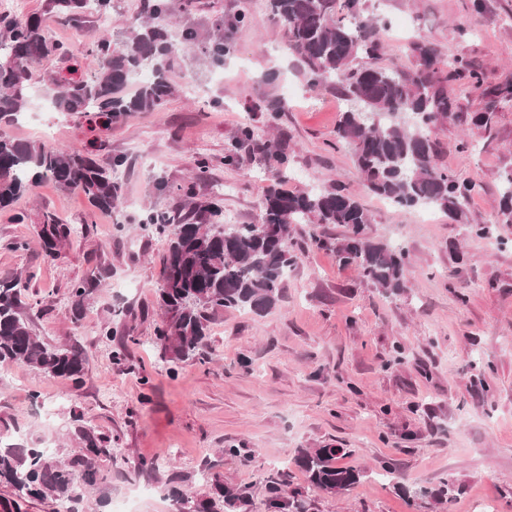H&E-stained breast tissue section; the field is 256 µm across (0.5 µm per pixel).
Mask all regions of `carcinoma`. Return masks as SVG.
Segmentation results:
<instances>
[{
	"label": "carcinoma",
	"mask_w": 512,
	"mask_h": 512,
	"mask_svg": "<svg viewBox=\"0 0 512 512\" xmlns=\"http://www.w3.org/2000/svg\"><path fill=\"white\" fill-rule=\"evenodd\" d=\"M54 7L73 20L87 11L105 14L112 0H53ZM182 0H147L144 13L131 22L125 39L110 35L90 41L84 55L88 76L49 81L47 94L58 112L81 113L88 121L108 127L134 112H152L172 94L168 73L182 48L195 44L199 34L191 28L172 31L171 18ZM279 25V35L289 54L300 64L307 85L334 88L355 107L343 112L336 143L349 149L364 188L404 210L425 204L451 217L462 212L472 186L459 181L438 163L439 147L431 132L455 111L448 84L468 80L474 91L512 100V83L484 87L485 75L463 57L448 61L431 44L413 46L412 67H382V28L365 14L361 0H268ZM234 53L223 35L207 38L204 54L221 64ZM50 55L69 57L70 51L50 40L36 15L0 13V209L44 179L74 189L100 211L117 207L122 186L116 172L121 158L108 162L78 147L60 149L49 143L34 145L12 137L6 128L17 123L27 103L30 68ZM145 69L151 79L127 92L135 75ZM265 125L279 128L286 103L271 99L256 107ZM277 165L276 183L264 197L254 224H226L223 211L213 203L193 202L189 209L155 211L139 225L143 232L166 241L158 306L162 320L155 329V345L164 362L179 363L202 355L208 345L210 314L234 308L262 316L282 298L288 271L297 265L301 245L293 226L315 221L336 224L347 235L336 245L340 262L355 266L361 277L386 295L405 287L409 265L407 250L370 237L372 216L358 195L344 186L291 192L282 185L288 174V144L283 136L271 142L256 127L243 125L224 153V165L239 166L244 156ZM499 217L512 224V171L501 176ZM74 233L54 214L43 215L38 237L48 256ZM21 277L0 280V364H17L53 378L79 382L87 363L76 343L53 345L31 328L22 313ZM101 281L88 279L70 290L72 315L79 321L85 304ZM74 451L54 450L38 444L21 447L0 439V484L15 491L13 512H23L30 499L48 495L78 512L87 490L98 492L97 504L108 499L106 475L99 464L112 459L110 438L73 418ZM342 448H301L295 464L305 474L309 488L340 494L357 484L361 471L344 466ZM269 506L277 512H304L296 495L284 496L279 484L268 488ZM239 496L213 479V496L193 499L181 495L187 512L233 509Z\"/></svg>",
	"instance_id": "carcinoma-1"
}]
</instances>
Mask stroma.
Segmentation results:
<instances>
[{
	"mask_svg": "<svg viewBox=\"0 0 512 512\" xmlns=\"http://www.w3.org/2000/svg\"><path fill=\"white\" fill-rule=\"evenodd\" d=\"M143 0H112L104 17L73 22L53 0H22L19 14H37L52 40L71 58L52 55L32 68L33 95L8 132L33 144L100 145L101 159L123 156L122 199L109 211L46 180L0 210V277L35 272L23 302L39 303L34 330L57 344L78 340L87 356L80 383L52 379L24 366H0V435L11 442L69 446L73 415L112 438L102 471L109 501L99 512L130 502L136 512H177L168 479L195 498L210 494L220 477L240 495L236 512H268L266 486L301 492L307 512H473L481 501L512 512V226L499 248L470 233L497 220L500 177L512 170V100L499 102L489 129L470 117L485 96L457 85V107L437 126L439 162L477 188L461 219L442 210H403L368 193L348 149L337 146L336 126L347 102L331 89L310 88L298 61L285 50L265 4L227 31L235 52L222 67L202 64V45L180 51L171 72L173 92L153 112H136L110 128H94L66 112H44L38 89L83 61L90 33L120 40L140 15ZM364 0L383 18L381 62L409 67L411 45L426 41L443 56H463L483 70L488 85L512 82V0ZM242 0H193L178 28L199 34L223 30ZM468 27L458 36L457 27ZM275 69L279 78L264 75ZM287 101L279 126L288 135L293 176L288 190L342 185L370 212L375 239L399 241L410 266L400 295L386 297L341 265L335 252L306 243L284 283L283 298L258 316L227 309L210 323L203 361L169 371L152 347L161 319L156 292L164 244L137 226L153 211L184 209L182 192L215 201L235 224L255 223L271 182L257 162L224 164V149L242 124L267 128L256 105ZM209 168L191 181L199 158ZM52 213L78 229L55 258H45L37 231ZM126 233H117V225ZM24 241V250L6 249ZM98 277L102 286L73 321L69 290ZM111 326V338L100 334ZM127 345L125 360L112 352ZM243 448L248 459L227 455ZM349 449L344 465L363 470L349 491H308L294 458L302 448ZM158 470L135 471L133 461ZM457 491L436 501L443 482Z\"/></svg>",
	"mask_w": 512,
	"mask_h": 512,
	"instance_id": "1",
	"label": "stroma"
}]
</instances>
